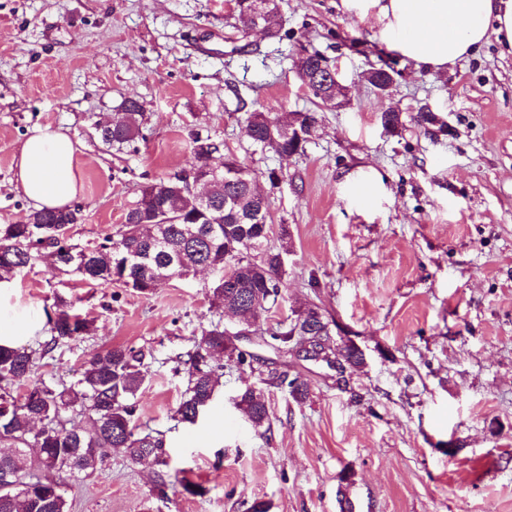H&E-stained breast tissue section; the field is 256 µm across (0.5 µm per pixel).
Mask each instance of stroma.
I'll list each match as a JSON object with an SVG mask.
<instances>
[{
    "instance_id": "35a3bbf8",
    "label": "stroma",
    "mask_w": 512,
    "mask_h": 512,
    "mask_svg": "<svg viewBox=\"0 0 512 512\" xmlns=\"http://www.w3.org/2000/svg\"><path fill=\"white\" fill-rule=\"evenodd\" d=\"M285 40L255 33L238 50L230 0H0V224L31 207L15 161L37 131L76 142L72 241L122 227L147 183L190 168L194 135L220 142L270 201V248H286L282 297L257 319L249 366L226 364L200 428L173 412L187 385L177 359L211 323L214 277L201 272L145 297L89 285L37 260L13 279L12 304L71 299L89 335L37 361L35 378L71 383L102 348L141 350V431L170 447L166 478L112 450L71 483L73 512H512V50L489 40L443 70L386 50L341 0H280ZM318 50L337 65L340 105H315L292 61ZM398 74L378 91L368 70ZM144 105L143 137L116 150L95 125ZM429 107L438 124L415 116ZM392 108L403 125L386 132ZM314 111L316 132L289 158L256 150L250 113ZM276 180H269V173ZM316 304L364 363L346 379L267 346L261 334ZM275 369L309 384L305 400L269 386ZM255 387L271 429L255 431L232 398ZM201 485L181 495L179 480Z\"/></svg>"
}]
</instances>
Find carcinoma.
<instances>
[{
	"label": "carcinoma",
	"instance_id": "carcinoma-1",
	"mask_svg": "<svg viewBox=\"0 0 512 512\" xmlns=\"http://www.w3.org/2000/svg\"><path fill=\"white\" fill-rule=\"evenodd\" d=\"M279 10L278 0H235V28L243 37L258 27L279 38ZM293 66L301 80L307 77L322 85L331 78L329 61L317 50L302 51ZM396 74L385 65L371 68L365 78L383 92ZM122 111L120 122L102 125L100 136L109 146L131 144L142 136V104L128 100ZM249 121L252 144L281 156L304 152L317 124L315 113L309 111L293 113L291 131L263 112L251 113ZM380 122L393 133L402 125V113L387 109ZM219 152L220 144L195 135L191 168L144 186L117 236H105L89 251L57 232L79 223L78 208L37 210L17 223L0 224V277L13 276L38 258L53 255L55 269L73 272L89 284L115 283L149 296L171 263L173 274L206 264L221 276L232 264V287L211 289L212 304L218 309L241 306L254 317L269 311L281 293L283 252L265 247L272 224L269 208H256L252 171L230 155L224 156L218 173L207 170ZM194 171L206 177L207 205L193 188ZM253 252L259 258L251 256ZM130 254L137 260L128 265ZM53 308L50 339L41 348L0 346V444L13 449L8 456L0 455V512H69V483L92 476L114 448L124 449L134 463L147 459L160 468L169 463L165 436L138 432L134 399L148 372L142 353L132 347L108 346L91 355L70 385L34 380L23 393H14L15 383L31 376L38 359L90 333L92 321L75 312L72 301L59 296ZM319 314L317 305L294 313L290 322L278 324L269 334L268 345L293 351L308 320ZM227 340L219 323L195 338L184 361L187 388L174 410L177 422L195 425L211 406L221 386L218 357L227 351ZM339 352L354 369L364 362L363 351L352 342L340 345ZM269 382L286 388L295 400L308 395L305 381L290 379L284 372H270ZM236 404L254 429L269 423L267 404L254 389H241ZM68 413L86 416L89 425L75 426Z\"/></svg>",
	"mask_w": 512,
	"mask_h": 512
}]
</instances>
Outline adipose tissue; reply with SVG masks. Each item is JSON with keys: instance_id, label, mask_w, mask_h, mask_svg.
Listing matches in <instances>:
<instances>
[{"instance_id": "ef3b65f1", "label": "adipose tissue", "mask_w": 512, "mask_h": 512, "mask_svg": "<svg viewBox=\"0 0 512 512\" xmlns=\"http://www.w3.org/2000/svg\"><path fill=\"white\" fill-rule=\"evenodd\" d=\"M347 11L372 20L387 49L418 69L448 67L489 37L512 48V0H344ZM76 148L65 134L40 131L22 144L14 188L36 209L64 208L81 186L74 172ZM10 281H0V345L24 341L41 320L11 306Z\"/></svg>"}]
</instances>
